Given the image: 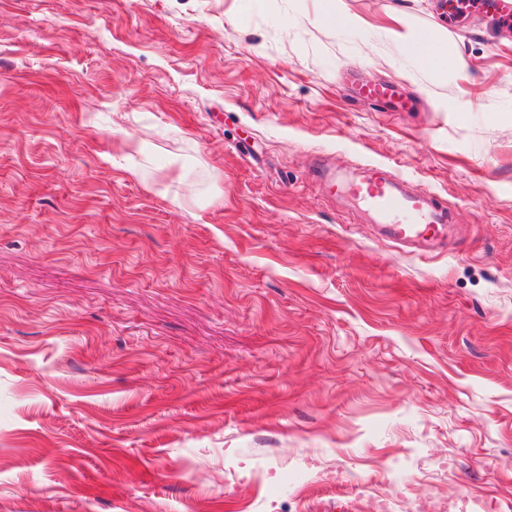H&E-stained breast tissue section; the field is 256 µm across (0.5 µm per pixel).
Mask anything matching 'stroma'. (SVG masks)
Masks as SVG:
<instances>
[{
    "mask_svg": "<svg viewBox=\"0 0 512 512\" xmlns=\"http://www.w3.org/2000/svg\"><path fill=\"white\" fill-rule=\"evenodd\" d=\"M448 2L0 0V512H512V27ZM319 18L322 23L331 27H347L355 24L354 18L345 13L343 0H320ZM398 36L424 68L439 73H447L455 68V57L440 43L443 36L441 30L421 31L410 27ZM356 94L362 101L374 105H390L394 111L409 110L415 101L390 83H362L356 88ZM375 165L367 178L343 180L324 169L316 171L318 183L330 196L354 199L382 224L383 239L414 247L422 241L445 240L448 235V210L427 194L411 193L398 177L385 174Z\"/></svg>",
    "mask_w": 512,
    "mask_h": 512,
    "instance_id": "35a3bbf8",
    "label": "stroma"
}]
</instances>
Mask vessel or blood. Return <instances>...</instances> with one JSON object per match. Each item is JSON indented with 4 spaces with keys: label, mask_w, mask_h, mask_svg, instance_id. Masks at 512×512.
Segmentation results:
<instances>
[{
    "label": "vessel or blood",
    "mask_w": 512,
    "mask_h": 512,
    "mask_svg": "<svg viewBox=\"0 0 512 512\" xmlns=\"http://www.w3.org/2000/svg\"><path fill=\"white\" fill-rule=\"evenodd\" d=\"M362 101L375 105H388L394 111L411 109L414 101L390 83H362L356 88ZM318 183L330 196L345 195L373 214L383 228L384 240L413 247L423 241L446 239L448 211L426 194L411 193L402 186L398 177L386 174L384 167L376 165L368 177L343 180L320 169Z\"/></svg>",
    "instance_id": "b4317fda"
}]
</instances>
